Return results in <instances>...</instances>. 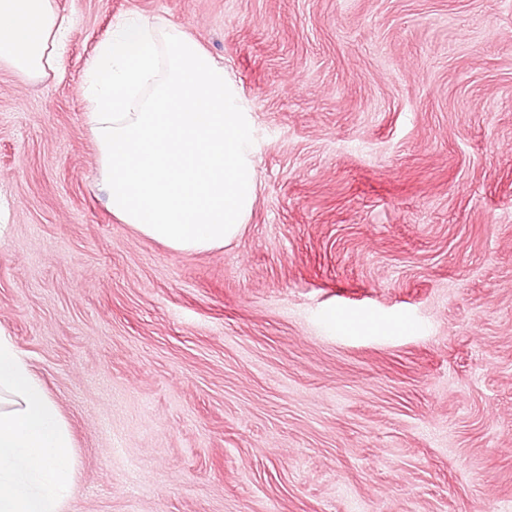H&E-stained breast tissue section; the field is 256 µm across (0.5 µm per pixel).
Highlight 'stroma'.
I'll return each mask as SVG.
<instances>
[{"mask_svg": "<svg viewBox=\"0 0 512 512\" xmlns=\"http://www.w3.org/2000/svg\"><path fill=\"white\" fill-rule=\"evenodd\" d=\"M54 5L60 70L0 66V332L70 425L67 512H512V0ZM129 13L252 114L222 248L99 191L85 68Z\"/></svg>", "mask_w": 512, "mask_h": 512, "instance_id": "obj_1", "label": "stroma"}]
</instances>
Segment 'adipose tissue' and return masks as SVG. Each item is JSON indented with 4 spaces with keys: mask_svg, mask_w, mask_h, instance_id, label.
Instances as JSON below:
<instances>
[{
    "mask_svg": "<svg viewBox=\"0 0 512 512\" xmlns=\"http://www.w3.org/2000/svg\"><path fill=\"white\" fill-rule=\"evenodd\" d=\"M73 28L53 0H0V64L59 68ZM76 480L67 424L10 337L0 335V512H64Z\"/></svg>",
    "mask_w": 512,
    "mask_h": 512,
    "instance_id": "obj_1",
    "label": "adipose tissue"
}]
</instances>
